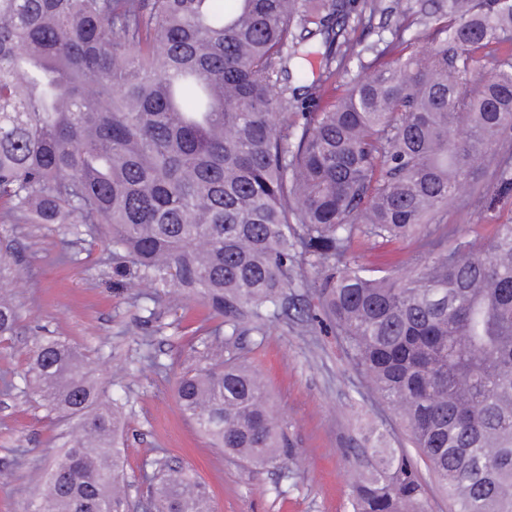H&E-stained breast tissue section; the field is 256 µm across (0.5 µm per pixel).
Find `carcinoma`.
Wrapping results in <instances>:
<instances>
[{
	"instance_id": "1",
	"label": "carcinoma",
	"mask_w": 512,
	"mask_h": 512,
	"mask_svg": "<svg viewBox=\"0 0 512 512\" xmlns=\"http://www.w3.org/2000/svg\"><path fill=\"white\" fill-rule=\"evenodd\" d=\"M381 0H0V221L105 224L129 287L170 276L224 328L187 371L182 411L255 468L292 456L247 337L297 310L328 326L415 452L353 442L351 512H512V217L471 238L448 209L512 200V0H421L391 32ZM421 24L426 55L404 32ZM369 29L363 45L350 32ZM371 59L362 62L364 54ZM490 59V72L477 64ZM367 70L336 78L353 61ZM476 169L489 175L473 181ZM414 240L423 261L355 251ZM18 313L0 295V336ZM44 406L80 433L32 512L128 500L122 412L86 357L29 350ZM154 512H213L192 469L152 462Z\"/></svg>"
}]
</instances>
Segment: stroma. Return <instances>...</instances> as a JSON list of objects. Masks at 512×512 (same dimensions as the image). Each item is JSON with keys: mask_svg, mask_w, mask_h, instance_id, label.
<instances>
[{"mask_svg": "<svg viewBox=\"0 0 512 512\" xmlns=\"http://www.w3.org/2000/svg\"><path fill=\"white\" fill-rule=\"evenodd\" d=\"M0 239L12 245V269L0 287L19 315L15 336L0 342V470L10 474L0 483V512H29L30 492L75 429L58 422L24 383L26 353L38 339L84 352L97 380L123 403L125 479L135 490L164 456L193 469L218 512H350L358 474L350 439L377 427L391 442L407 440L334 334L293 315L252 337L250 357L295 441L294 458L268 468L238 464L209 446L174 395L180 374L204 352L196 336L217 324L207 308L172 301L161 278L152 300L139 297L113 276L104 231L77 236L68 224L0 222Z\"/></svg>", "mask_w": 512, "mask_h": 512, "instance_id": "35a3bbf8", "label": "stroma"}]
</instances>
